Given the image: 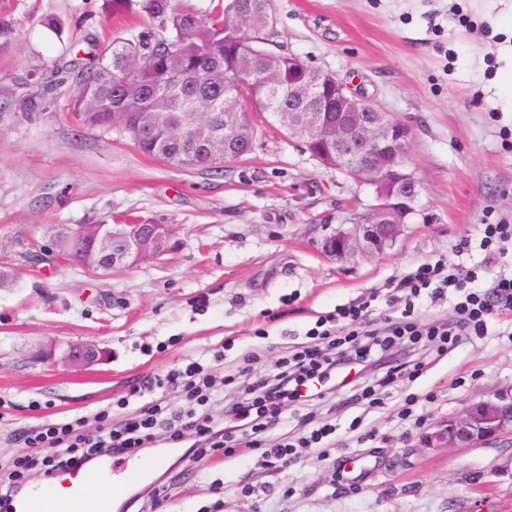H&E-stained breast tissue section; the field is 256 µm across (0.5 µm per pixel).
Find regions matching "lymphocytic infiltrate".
Returning <instances> with one entry per match:
<instances>
[{
	"label": "lymphocytic infiltrate",
	"instance_id": "obj_1",
	"mask_svg": "<svg viewBox=\"0 0 512 512\" xmlns=\"http://www.w3.org/2000/svg\"><path fill=\"white\" fill-rule=\"evenodd\" d=\"M471 273L445 272L441 264H421L405 280L413 296L423 290L441 295L454 289L459 300L454 306V324L424 327L414 316L412 304H405L401 315L384 328H376L369 303L349 305L327 316L324 329H311L312 341L298 352L293 363L271 379L254 382L250 398L225 407L222 418L197 414L210 395L211 383L202 374L198 362L170 371L165 381L182 383L188 406L179 409L151 402L146 412L134 421L113 425L108 411H101L102 427L95 438H83L75 421L48 424L37 433L22 435L25 447L43 452L45 479L70 466L90 465L95 456L120 458L152 447L157 431H164L169 447L185 444L186 431L196 440L190 449L197 458L211 450L225 447L236 438H248L252 447L263 449L265 456L288 462L295 450L291 444L276 441L271 432L281 420L284 406H302L314 399L333 396L350 385L343 369L352 365L385 367L388 374L414 376L416 370L404 356L395 355L394 344L400 340L417 343L420 338L447 349L465 334H481L488 317L512 310V276H504L487 289L476 292L470 286Z\"/></svg>",
	"mask_w": 512,
	"mask_h": 512
}]
</instances>
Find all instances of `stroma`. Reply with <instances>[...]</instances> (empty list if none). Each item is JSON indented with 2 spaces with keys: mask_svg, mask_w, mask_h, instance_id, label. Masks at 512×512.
I'll use <instances>...</instances> for the list:
<instances>
[{
  "mask_svg": "<svg viewBox=\"0 0 512 512\" xmlns=\"http://www.w3.org/2000/svg\"><path fill=\"white\" fill-rule=\"evenodd\" d=\"M268 50L293 53L361 89L410 127L408 165L422 192L390 249L344 263L322 240L374 203L367 189L320 166L276 116L248 112L257 132L224 172L178 170L144 154L119 128L78 121L66 99L29 111L13 101L16 76L50 65L72 39L136 36L108 0H0L15 29L0 37V475L26 450L22 431L97 414L135 417L144 399L116 408L141 382L192 359L209 374L211 415L246 397L253 378L278 374L336 308L371 299L400 316L396 286L425 262L472 270L475 287L512 274V241L479 246L482 224H512V0H273ZM54 16L60 34L41 21ZM172 225L175 253L93 272L46 251L48 225ZM107 352L76 369L68 344ZM412 379L376 375L375 401L354 394L313 401L303 415L336 424L317 450L287 464L236 446L197 460L163 455L129 483L114 512H512V436L475 448L420 445L437 421L477 393L512 384V311L447 352L413 345Z\"/></svg>",
  "mask_w": 512,
  "mask_h": 512,
  "instance_id": "stroma-1",
  "label": "stroma"
}]
</instances>
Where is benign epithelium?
<instances>
[{
    "mask_svg": "<svg viewBox=\"0 0 512 512\" xmlns=\"http://www.w3.org/2000/svg\"><path fill=\"white\" fill-rule=\"evenodd\" d=\"M302 85L294 92L288 111L279 121L292 136L307 143L318 142L325 152L315 160L338 172L357 166V184L366 186L376 204L351 224L324 239L322 250L343 261L357 255L379 254L392 247L415 212L420 184L399 158L409 152L411 130L370 105L367 96L336 80V111L327 112L317 89L332 81V74L306 65L300 70ZM224 126L234 135L224 139L204 127L189 130L201 147L218 156L243 155L252 142L250 125L243 112L224 113ZM50 237L54 248L70 258L77 257L92 270L111 271L139 265L175 251L179 241L170 224H53ZM106 351L95 343L71 345L66 363L88 367L104 359ZM512 434V384L481 392L460 412L431 426L424 435L425 448L474 447L499 435Z\"/></svg>",
    "mask_w": 512,
    "mask_h": 512,
    "instance_id": "benign-epithelium-1",
    "label": "benign epithelium"
}]
</instances>
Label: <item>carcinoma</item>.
<instances>
[{"label":"carcinoma","instance_id":"1","mask_svg":"<svg viewBox=\"0 0 512 512\" xmlns=\"http://www.w3.org/2000/svg\"><path fill=\"white\" fill-rule=\"evenodd\" d=\"M112 16L136 18L144 27L139 35L105 46L88 42V49L73 44L53 63V79L27 71L17 81L25 90L24 103L38 107L48 98L72 92L73 109L85 112V101L96 102L89 122L113 123L118 113L123 130L146 153L167 160L173 151L191 152L192 167L223 172L224 161H215L200 147L168 140L167 130L141 124V113L150 111L140 91L164 100L163 111L171 126L209 125L224 122V109L248 108L263 112L288 111L296 86L300 60L286 52L264 47L265 33L274 28L272 0H217L200 14L188 0H109ZM240 5L251 8L255 21L242 26ZM274 62L278 81L271 86L263 72ZM238 76L241 84L224 100V76Z\"/></svg>","mask_w":512,"mask_h":512}]
</instances>
